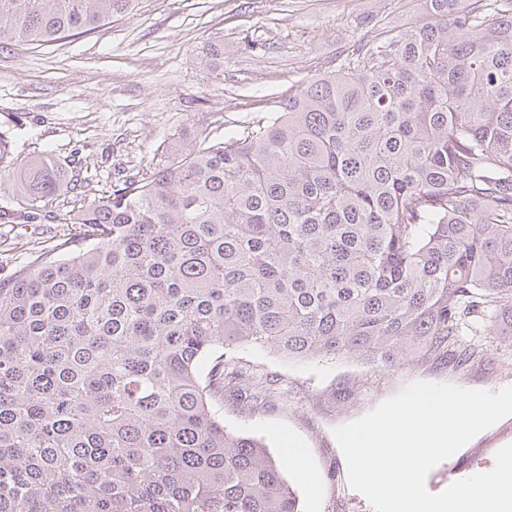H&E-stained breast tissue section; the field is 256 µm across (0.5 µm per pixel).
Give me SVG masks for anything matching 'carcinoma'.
Wrapping results in <instances>:
<instances>
[{
    "label": "carcinoma",
    "mask_w": 512,
    "mask_h": 512,
    "mask_svg": "<svg viewBox=\"0 0 512 512\" xmlns=\"http://www.w3.org/2000/svg\"><path fill=\"white\" fill-rule=\"evenodd\" d=\"M136 2L0 0V48ZM426 4L433 22L91 200L0 130V222L79 225L0 278V512H300L214 410L276 390L224 350L394 368L512 348V13Z\"/></svg>",
    "instance_id": "cac0c4a2"
}]
</instances>
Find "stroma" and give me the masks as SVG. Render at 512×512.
<instances>
[{"mask_svg":"<svg viewBox=\"0 0 512 512\" xmlns=\"http://www.w3.org/2000/svg\"><path fill=\"white\" fill-rule=\"evenodd\" d=\"M426 0H139L136 10L95 33L61 43L0 49V130L15 132L20 159L36 155L78 174L87 197L111 182L149 177L160 160L201 132L241 131L295 94L308 79L337 70L357 49L429 22ZM30 228L0 224V278L34 257ZM483 359L458 364L436 355L384 369L357 358L288 361L259 347L231 357L278 379L283 392L252 415L225 399L227 429L263 438L274 457L298 441L307 483L284 474L302 512H374L348 484L333 428L353 421L416 381L491 392L512 386V357L495 339ZM512 443V416L479 433L428 474L434 493L486 472Z\"/></svg>","mask_w":512,"mask_h":512,"instance_id":"1","label":"stroma"}]
</instances>
